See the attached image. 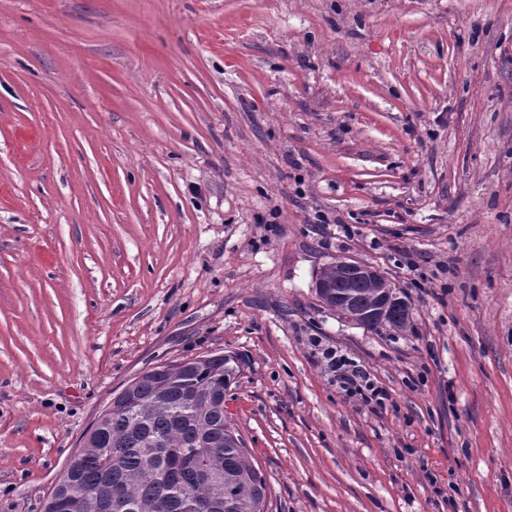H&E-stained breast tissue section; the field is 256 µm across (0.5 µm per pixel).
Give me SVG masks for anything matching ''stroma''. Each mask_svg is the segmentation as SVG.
<instances>
[{
  "label": "stroma",
  "instance_id": "1",
  "mask_svg": "<svg viewBox=\"0 0 512 512\" xmlns=\"http://www.w3.org/2000/svg\"><path fill=\"white\" fill-rule=\"evenodd\" d=\"M338 259L407 331L321 306ZM209 351L270 512H512V0H0V512ZM328 366L334 373L336 386L346 395L355 398L366 407H382L385 400L389 401L387 391L376 384L371 374L363 365H358L337 352L324 354Z\"/></svg>",
  "mask_w": 512,
  "mask_h": 512
}]
</instances>
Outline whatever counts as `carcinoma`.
<instances>
[{"label":"carcinoma","mask_w":512,"mask_h":512,"mask_svg":"<svg viewBox=\"0 0 512 512\" xmlns=\"http://www.w3.org/2000/svg\"><path fill=\"white\" fill-rule=\"evenodd\" d=\"M383 325L403 331L410 320L393 310L368 329ZM242 368L233 353L209 352L136 377L98 415L43 512H268L267 479L224 415ZM201 469L209 484L198 497Z\"/></svg>","instance_id":"1"}]
</instances>
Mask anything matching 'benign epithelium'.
<instances>
[{"label":"benign epithelium","mask_w":512,"mask_h":512,"mask_svg":"<svg viewBox=\"0 0 512 512\" xmlns=\"http://www.w3.org/2000/svg\"><path fill=\"white\" fill-rule=\"evenodd\" d=\"M337 266L341 269L342 280L349 284L377 281L381 278L377 270L354 260L339 261ZM315 291L318 292L323 306L358 326L369 321L382 322L390 311L410 308V302L388 282L381 293L377 294L373 306L369 309L360 308L354 295L335 291V285L321 273L316 275Z\"/></svg>","instance_id":"7a95c632"}]
</instances>
